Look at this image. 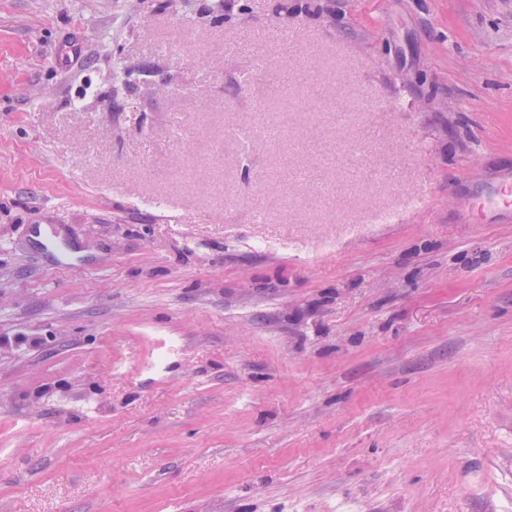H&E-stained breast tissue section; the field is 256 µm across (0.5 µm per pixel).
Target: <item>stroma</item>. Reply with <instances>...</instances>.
I'll return each mask as SVG.
<instances>
[{"instance_id": "1", "label": "stroma", "mask_w": 512, "mask_h": 512, "mask_svg": "<svg viewBox=\"0 0 512 512\" xmlns=\"http://www.w3.org/2000/svg\"><path fill=\"white\" fill-rule=\"evenodd\" d=\"M504 168L512 0H0V512H512ZM480 197L473 203V207L484 214L487 205L490 215L507 212L512 213V172L502 174L496 181L489 184Z\"/></svg>"}]
</instances>
